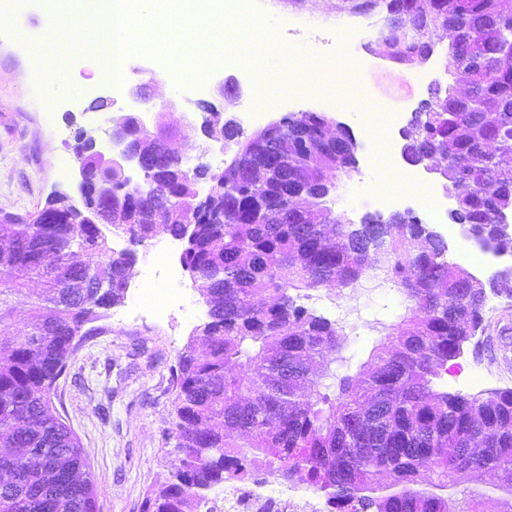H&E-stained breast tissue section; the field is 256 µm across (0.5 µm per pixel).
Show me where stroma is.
I'll return each mask as SVG.
<instances>
[{"label": "stroma", "mask_w": 512, "mask_h": 512, "mask_svg": "<svg viewBox=\"0 0 512 512\" xmlns=\"http://www.w3.org/2000/svg\"><path fill=\"white\" fill-rule=\"evenodd\" d=\"M360 0H259L257 15L277 21V36L288 50L318 57L340 53L351 43L363 68L364 97L357 111L336 108L312 94L291 97L277 110L267 111L265 123L298 112H321L345 122L358 142L357 166L342 179L334 195L337 213L356 219L378 212V195L390 192L383 177L387 154L369 151L363 123L373 112L387 110L411 116L428 87L450 86L454 76L446 69L448 37L440 35L435 57L426 65H404L367 54L365 43L384 26L382 9L359 11ZM47 6H19L0 25V211L26 214L43 207L57 192L73 191L75 134L84 129L102 137L107 119L130 110L128 96L116 95L110 82L96 76L93 64L82 60L66 79L52 78L50 92L38 96L36 70L29 42L39 40L48 26ZM131 81L150 83L155 109L177 130L175 146L187 167L199 164L218 170L230 164L239 146L224 139L205 138L193 115L205 101L228 119L255 110L256 89L248 65L211 74L206 88H177L157 76L150 57L137 54L130 62ZM239 82L243 96L232 103L216 85L227 79ZM107 100L105 110H93L95 98ZM366 292L341 297L337 291L318 289L310 308L341 324L347 334L345 356L353 363L369 360L373 347L406 312L399 287L368 275ZM182 286L194 317L172 308L164 317L136 309L135 289L124 302L96 321L95 335L87 337L71 356L52 394L57 414L78 436L91 471L101 489L100 512H140L147 491L164 482L175 460L168 433L174 419L172 371L179 353L196 329L206 322L208 308L190 278ZM473 371L485 373L481 384L466 383ZM440 388L477 396L512 387V299L498 298L485 313L482 331L463 354L439 371Z\"/></svg>", "instance_id": "1"}]
</instances>
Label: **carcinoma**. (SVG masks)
<instances>
[{
	"instance_id": "1",
	"label": "carcinoma",
	"mask_w": 512,
	"mask_h": 512,
	"mask_svg": "<svg viewBox=\"0 0 512 512\" xmlns=\"http://www.w3.org/2000/svg\"><path fill=\"white\" fill-rule=\"evenodd\" d=\"M430 13L433 22L421 18ZM457 18L471 45L448 51L446 67L471 66V49L512 40V0H411L415 41H434ZM430 89L406 134L439 163L443 187L471 183L451 219L472 237L495 233L512 255V50L483 65L467 86ZM279 138L288 155L274 176L226 166L205 175L224 205L220 224L186 223L199 205L200 175L180 155L146 160L129 184L80 144L105 224L45 207V222H0V512H99V490L78 437L53 410L84 326L121 304L135 255L109 234L137 242L162 231L184 242L180 262L208 306V321L178 355L172 380L177 464L147 492L140 512H212L211 493L264 469L299 482L351 512H512V387L484 397L440 390L438 370L482 329L488 293L512 299V270L488 287L470 285L412 215L344 216L333 224L327 199L353 164L329 151L327 116H286ZM224 139L252 145L232 122ZM156 222L141 223L147 211ZM379 270L397 283L407 313L372 349L370 366L343 355L345 333L306 307L310 291L354 286ZM40 291H27L29 281ZM24 297L29 331L11 336L8 301ZM467 471H495L507 482L489 491L457 489Z\"/></svg>"
}]
</instances>
